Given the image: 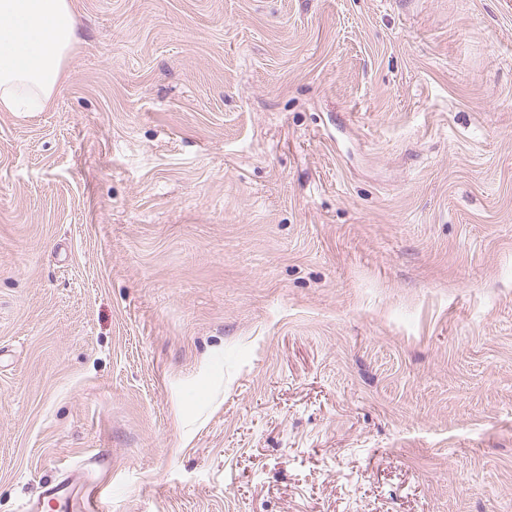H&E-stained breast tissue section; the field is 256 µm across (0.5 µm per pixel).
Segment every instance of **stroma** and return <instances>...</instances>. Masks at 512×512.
Wrapping results in <instances>:
<instances>
[{
  "label": "stroma",
  "mask_w": 512,
  "mask_h": 512,
  "mask_svg": "<svg viewBox=\"0 0 512 512\" xmlns=\"http://www.w3.org/2000/svg\"><path fill=\"white\" fill-rule=\"evenodd\" d=\"M0 112V512H512V0H71ZM44 502H53L57 512H101V500L98 498L94 482L89 480L80 490L68 478L45 482L39 498L33 502L30 512L42 511Z\"/></svg>",
  "instance_id": "stroma-1"
}]
</instances>
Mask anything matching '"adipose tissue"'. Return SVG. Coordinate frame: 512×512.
Here are the masks:
<instances>
[{"instance_id":"obj_1","label":"adipose tissue","mask_w":512,"mask_h":512,"mask_svg":"<svg viewBox=\"0 0 512 512\" xmlns=\"http://www.w3.org/2000/svg\"><path fill=\"white\" fill-rule=\"evenodd\" d=\"M77 39L69 0H0V111H44Z\"/></svg>"}]
</instances>
